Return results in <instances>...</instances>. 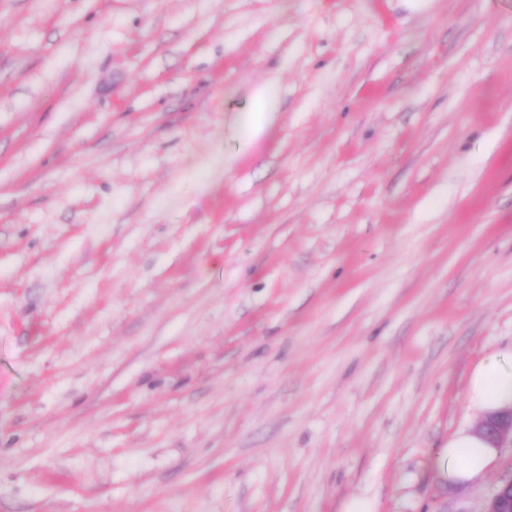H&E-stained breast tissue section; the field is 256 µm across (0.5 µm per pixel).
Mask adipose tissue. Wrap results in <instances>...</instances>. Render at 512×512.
Here are the masks:
<instances>
[{
  "instance_id": "1",
  "label": "adipose tissue",
  "mask_w": 512,
  "mask_h": 512,
  "mask_svg": "<svg viewBox=\"0 0 512 512\" xmlns=\"http://www.w3.org/2000/svg\"><path fill=\"white\" fill-rule=\"evenodd\" d=\"M467 401L480 418L512 406V349L489 357L473 371ZM497 449L472 429L454 434L437 454L433 467L448 487L483 478L495 461Z\"/></svg>"
}]
</instances>
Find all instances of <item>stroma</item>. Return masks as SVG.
I'll return each instance as SVG.
<instances>
[{
	"mask_svg": "<svg viewBox=\"0 0 512 512\" xmlns=\"http://www.w3.org/2000/svg\"><path fill=\"white\" fill-rule=\"evenodd\" d=\"M510 347L512 0H0V512H484ZM255 110L251 121L254 135L262 133L273 121L272 95L268 88L259 90L254 96ZM466 397L477 416L486 418L479 424L478 433L497 448L506 441L512 444V407L507 408L512 406V347L489 357L474 369ZM484 437L468 428L448 439L447 446L433 462L444 485L454 488L486 475L498 450Z\"/></svg>",
	"mask_w": 512,
	"mask_h": 512,
	"instance_id": "obj_1",
	"label": "stroma"
}]
</instances>
